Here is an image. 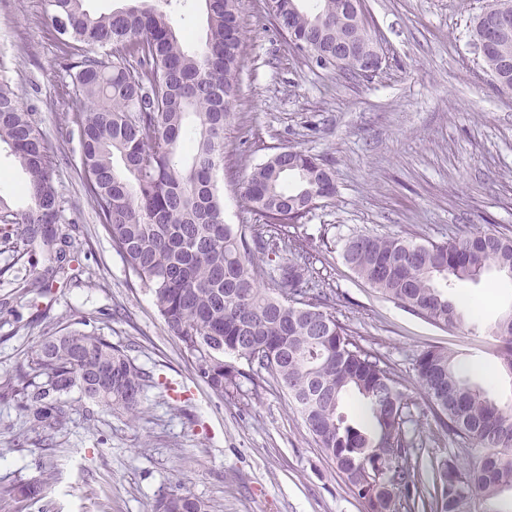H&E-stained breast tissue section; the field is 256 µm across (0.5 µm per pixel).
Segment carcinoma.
Returning a JSON list of instances; mask_svg holds the SVG:
<instances>
[{
	"mask_svg": "<svg viewBox=\"0 0 512 512\" xmlns=\"http://www.w3.org/2000/svg\"><path fill=\"white\" fill-rule=\"evenodd\" d=\"M85 0H49L50 22L68 58L73 113L80 136L86 194L112 248L151 292L158 315L178 337L197 376L219 398L271 378L284 388L325 455L365 512H507L512 492V399L500 402L471 382L453 352L431 346L414 359L423 403L398 388L379 353L359 345L329 311L333 295L311 288L307 251L289 228L334 196L330 172L302 149L288 147L255 167L243 181L254 224L224 220V131L243 61L245 31L239 0H200L205 36L194 48L174 27L160 0L137 2L95 16ZM269 0L283 26L312 32L294 49L341 73L361 75L372 48L370 25L351 13L350 0ZM512 0H490L474 20ZM501 92H512V33L480 57ZM28 176L29 204L14 211L0 199V237L20 241L34 258L23 289L46 294L70 279L78 240L58 233L64 201L43 134L0 80V144ZM292 175L296 186H284ZM293 258L283 261L280 252ZM342 258L382 295L443 327L468 326L469 316L448 298L449 279L477 281L489 273L512 280V236L465 229L450 242L428 245L398 234H356ZM497 358L512 378V310L493 331ZM231 352L248 370L224 364ZM147 374L126 351L95 330L49 334L28 369L0 387L20 398L34 430L59 428L77 391L97 405L132 415ZM360 403L358 420L343 412ZM431 418L457 452L437 455L415 438ZM154 512H213L181 484L156 500Z\"/></svg>",
	"mask_w": 512,
	"mask_h": 512,
	"instance_id": "cac0c4a2",
	"label": "carcinoma"
}]
</instances>
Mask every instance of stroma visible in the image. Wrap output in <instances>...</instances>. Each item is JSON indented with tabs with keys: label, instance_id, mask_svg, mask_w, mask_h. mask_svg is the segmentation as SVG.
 <instances>
[{
	"label": "stroma",
	"instance_id": "stroma-1",
	"mask_svg": "<svg viewBox=\"0 0 512 512\" xmlns=\"http://www.w3.org/2000/svg\"><path fill=\"white\" fill-rule=\"evenodd\" d=\"M385 61L378 74L343 75L292 51L265 9L240 0L247 34L234 116L224 133V217L254 216L240 178L269 156L297 147L323 159L336 186L293 234L308 251L313 286L332 292V312L361 345L394 367L402 391L423 395L413 361L448 348L465 366L492 367L472 382L502 401L512 379L498 370L491 331L512 309V282H454L460 304L479 298L474 330L440 328L376 292L343 262L355 234H398L421 243L459 228L512 235V94L490 85L471 49L470 19L485 0H365ZM48 0H0V77L41 128L65 200L59 229L76 237L70 284L21 294L26 256L0 241V383L26 369L46 331L91 318L149 376L137 417L71 394V421L31 431L16 398H0V512H151L175 484L214 512H365L274 382L224 399L197 377L150 292L129 272L96 216L79 169L72 111L60 103L63 52ZM27 176L0 145V198L28 204ZM41 482L29 501L6 491Z\"/></svg>",
	"mask_w": 512,
	"mask_h": 512
}]
</instances>
